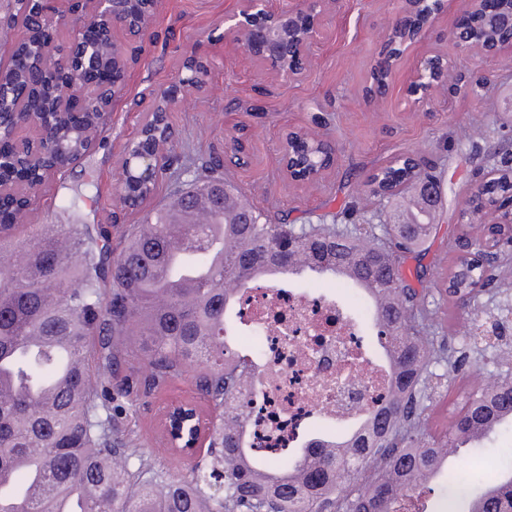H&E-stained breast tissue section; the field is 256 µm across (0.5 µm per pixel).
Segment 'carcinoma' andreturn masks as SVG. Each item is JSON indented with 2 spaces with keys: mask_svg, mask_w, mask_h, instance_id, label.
Returning a JSON list of instances; mask_svg holds the SVG:
<instances>
[{
  "mask_svg": "<svg viewBox=\"0 0 512 512\" xmlns=\"http://www.w3.org/2000/svg\"><path fill=\"white\" fill-rule=\"evenodd\" d=\"M476 24L475 40L494 39L512 16V0ZM89 59L126 63L104 40ZM35 58L3 76L26 80ZM70 120L57 141L77 148ZM303 163L321 165L320 139L298 146ZM485 162L499 172L483 185L472 209L487 212L512 198V151ZM439 185L436 168L413 173L398 164L369 175L386 194L394 182ZM410 187L386 194L401 219L386 225L338 227L271 224L222 178L198 180L172 202L146 213L122 234L112 255L111 232L86 224H0V512H394L409 493L422 494L453 452L512 427V344L477 341L476 332L512 311V283L501 275L512 239L494 241L485 263L450 248L440 261L447 287L448 335L427 324V292L402 273L406 255L436 232V202L407 198ZM261 276L333 275L363 287L373 300L374 327L390 370L385 403L347 439L313 438L299 456L260 459L246 447L252 407L226 409L250 375L226 343L224 317L240 286ZM465 339L454 344L456 324ZM497 374L456 388L455 373L476 374L486 358ZM446 365V372L431 370ZM148 375L138 373L140 366ZM194 373L210 403L206 452L184 478L141 448L137 418L118 421L117 401L133 404ZM456 393L449 424L433 429V401ZM471 481L481 492L453 494L442 512H512V471Z\"/></svg>",
  "mask_w": 512,
  "mask_h": 512,
  "instance_id": "1",
  "label": "carcinoma"
}]
</instances>
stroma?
Instances as JSON below:
<instances>
[{"label": "stroma", "instance_id": "1", "mask_svg": "<svg viewBox=\"0 0 512 512\" xmlns=\"http://www.w3.org/2000/svg\"><path fill=\"white\" fill-rule=\"evenodd\" d=\"M468 5V0H443L425 37L404 51L386 94L374 100L366 88L385 51L397 0H341L328 7L310 65L303 79L291 84L225 36L224 18L238 12L242 0H161L142 41H125L122 30L114 29L129 60V82L114 101L96 148L37 192L29 221L100 224L120 239L129 225L139 223L143 210L167 204L186 181L203 175L208 156L225 155L229 141L244 132L249 164L228 163L219 173L257 208L287 215L294 224H384L393 205L370 194L364 181L392 159L416 153L437 162L445 185L453 189L438 201L439 230L425 255L405 263L409 273L426 266L429 280H436L437 264L458 233V212L475 188L471 166L459 159V151L470 147L481 126L488 131L485 149L512 142V52L502 51L478 65L490 83L474 95L467 83L477 65L462 57L449 37ZM435 53L448 58V83L427 103L412 105L407 86L422 58ZM191 56L208 58L209 74L202 89H184L169 112L176 131L175 160L143 210L128 209L115 192L125 147L136 138L156 93L187 77L184 62ZM292 128L326 138L338 149L336 166L318 184H296L281 167L279 142ZM77 193L81 201L70 206ZM298 282L312 294L335 293L351 310L365 307L344 279L309 274ZM174 399L207 406L192 376L183 375L140 406L138 432L145 451L165 458L172 473L181 474L187 457L168 454L159 441L158 410ZM506 463L512 465V429L481 446L461 449L456 461L457 467L488 477L500 476Z\"/></svg>", "mask_w": 512, "mask_h": 512}]
</instances>
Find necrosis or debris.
I'll return each mask as SVG.
<instances>
[{"label": "necrosis or debris", "mask_w": 512, "mask_h": 512, "mask_svg": "<svg viewBox=\"0 0 512 512\" xmlns=\"http://www.w3.org/2000/svg\"><path fill=\"white\" fill-rule=\"evenodd\" d=\"M241 310L250 337L238 339L237 355L264 354L249 385L262 397L250 435L260 457L274 461L298 447L316 420H355L388 387L387 374L368 359L372 345L358 317L335 296L260 286L244 296Z\"/></svg>", "instance_id": "1"}]
</instances>
